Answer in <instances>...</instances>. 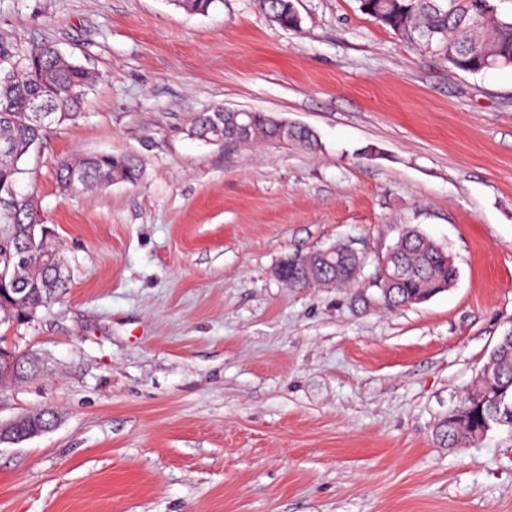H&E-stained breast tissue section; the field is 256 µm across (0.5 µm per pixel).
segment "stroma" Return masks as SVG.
Here are the masks:
<instances>
[{
  "instance_id": "obj_1",
  "label": "stroma",
  "mask_w": 512,
  "mask_h": 512,
  "mask_svg": "<svg viewBox=\"0 0 512 512\" xmlns=\"http://www.w3.org/2000/svg\"><path fill=\"white\" fill-rule=\"evenodd\" d=\"M259 0H0V45L50 44L96 77L36 164L67 295L0 344L39 377L0 386V512H512V431L463 450L435 429L512 332V68H453L364 13ZM217 106L311 127L319 146L191 136ZM133 155L136 182L59 188L58 161ZM408 227L454 286L389 308L380 258ZM338 243L347 288L287 287ZM57 413L50 409H41L37 412L25 413L19 417L15 426V432L20 436L26 434L32 428H44L51 425L52 422L57 423Z\"/></svg>"
}]
</instances>
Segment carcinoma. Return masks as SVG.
<instances>
[{"instance_id": "1", "label": "carcinoma", "mask_w": 512, "mask_h": 512, "mask_svg": "<svg viewBox=\"0 0 512 512\" xmlns=\"http://www.w3.org/2000/svg\"><path fill=\"white\" fill-rule=\"evenodd\" d=\"M223 0H176L190 12L207 14ZM272 21L294 28L295 15L284 8L282 0H262ZM361 8L397 36L414 42L441 57L454 68L469 74L489 69L512 67V15L498 12L496 0H361ZM95 84L94 76L82 65L71 61L55 47L45 45L26 51L0 47V147L8 143L13 151L0 155V198L16 201L10 216H0V286L16 285L26 289L17 298L23 313L36 314L64 295L70 288V277L58 274L43 264V252L60 256L51 237L42 234L39 201L31 158L41 152L47 133L74 124L82 117L87 96ZM46 108L42 116L30 111L33 101ZM237 114L217 107L197 115L194 133L202 140H219L224 131L234 126ZM251 135L247 141H275L267 113L250 116ZM139 162L132 156L97 154L74 156L60 161L57 180L69 191L100 189L111 180L133 182L139 175ZM398 279L394 285L390 307L406 306L415 298L435 296L450 286L458 270L448 258V251L416 230L402 234L394 244ZM283 279L291 288H312L350 284L348 268L360 261L358 255L341 245L335 246L328 260L319 252L293 254ZM23 360L17 352L0 347V381L17 382L6 374L8 359ZM487 365L497 375L498 386L512 393V340L503 337L492 350ZM463 419L454 426L441 422L435 430L440 442L450 448H469L483 439V422L491 416L488 408L473 407L461 398ZM58 420L50 409L25 413L15 426L17 435L32 428H43Z\"/></svg>"}]
</instances>
